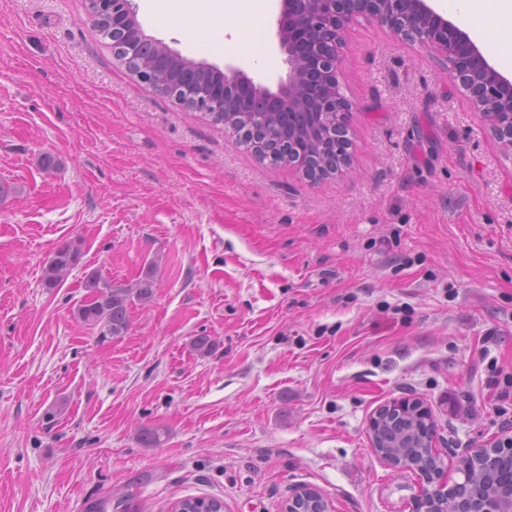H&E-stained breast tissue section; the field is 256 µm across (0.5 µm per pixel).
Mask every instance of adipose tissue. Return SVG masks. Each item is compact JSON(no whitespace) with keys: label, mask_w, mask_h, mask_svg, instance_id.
Returning <instances> with one entry per match:
<instances>
[{"label":"adipose tissue","mask_w":512,"mask_h":512,"mask_svg":"<svg viewBox=\"0 0 512 512\" xmlns=\"http://www.w3.org/2000/svg\"><path fill=\"white\" fill-rule=\"evenodd\" d=\"M445 6L488 35L492 55L512 54V0H446Z\"/></svg>","instance_id":"1"}]
</instances>
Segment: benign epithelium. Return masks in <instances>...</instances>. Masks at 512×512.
Segmentation results:
<instances>
[{
	"label": "benign epithelium",
	"mask_w": 512,
	"mask_h": 512,
	"mask_svg": "<svg viewBox=\"0 0 512 512\" xmlns=\"http://www.w3.org/2000/svg\"><path fill=\"white\" fill-rule=\"evenodd\" d=\"M94 15L109 12L117 27L134 28L141 42L156 48L160 55L179 60L187 67L211 71L221 77L219 90L200 94L186 104L198 112H306L322 131L321 154L295 144L281 165L301 173L308 181L324 179L325 164L319 156L336 157L338 176L352 161L349 113L353 104L341 91L340 71L344 65L342 48L347 29L358 19H371L395 37L420 46L448 72L449 80L469 99L474 111L485 121L494 140L505 151L512 150V78L497 71L470 35L438 13L430 0H279L277 47L285 56L286 76L276 89L251 77L239 65L220 69L194 61L145 32L131 0H90ZM141 81L168 97L181 101L179 91L157 81L147 67L132 70ZM402 452L384 460L400 470L412 471L427 493L415 498L417 512H448V495L462 484L449 483L448 471L440 465L420 470L404 464ZM502 460L500 454L471 448L461 458L462 469L479 466L492 470ZM312 489L298 486L286 501L283 512H303L296 503L309 497ZM478 505L467 512H512V493H493L477 498Z\"/></svg>",
	"instance_id": "7a95c632"
}]
</instances>
